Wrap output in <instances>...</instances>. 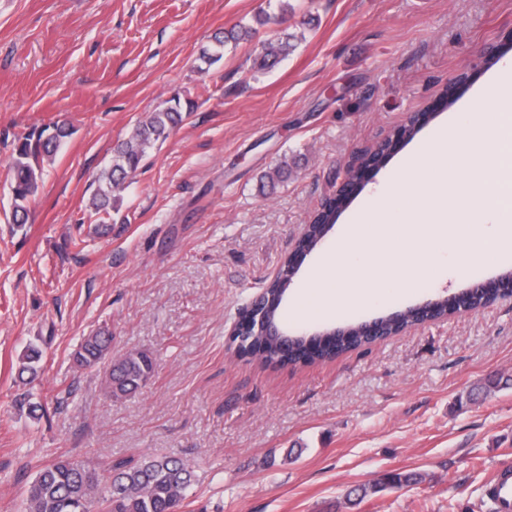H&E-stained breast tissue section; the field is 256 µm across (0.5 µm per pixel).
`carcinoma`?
<instances>
[{"label": "carcinoma", "instance_id": "carcinoma-1", "mask_svg": "<svg viewBox=\"0 0 512 512\" xmlns=\"http://www.w3.org/2000/svg\"><path fill=\"white\" fill-rule=\"evenodd\" d=\"M250 34L249 29L241 34L232 30L223 37H215L216 45L204 48L200 53L202 66L199 71L204 72L221 61L226 41H236ZM291 48L293 45L286 36L264 42L258 58L253 62V69L257 73L267 70L287 56ZM194 107L191 100L175 93L139 122L127 138L117 142L112 149L110 162L96 178L97 186L89 204V211L98 216L99 224L105 227L115 221V216L121 210V192L125 190L127 178L138 170L155 147L170 137ZM72 134L69 124L54 122L15 140L9 164V192L13 207L10 223L19 226L26 223L29 206L36 199L46 166L54 162L55 156ZM350 202L349 196L331 198L304 226L297 239L298 247L309 253L314 251ZM295 276L296 272L288 264V258H283L276 277L266 286L259 305L250 311L243 310L242 314L260 315L276 329L285 331L284 299L287 290L280 287V283ZM504 279L512 280V270L478 288L463 290L467 297L466 311L478 312L496 302L501 297L498 284ZM447 316L446 303H438L430 311L409 307L404 322L383 324L378 336H365L360 332V324L352 323L343 328L342 334L326 340V346L316 353L311 352L307 337L290 335V354L287 356L281 352L278 337L247 336L238 347V355L248 360L256 358L260 363L273 367L310 364L333 359L403 329ZM41 358L42 351L38 346H26L18 377L26 379L28 383L33 382ZM73 360L81 370L105 368L104 393L111 400L135 396L151 380L156 367L155 358L145 350H132L116 360L112 359V333L105 327L93 330L82 338ZM419 480L417 474L387 473L370 486L355 489V501ZM191 485L190 465L171 456L144 457L134 464L119 462L109 470H99L93 465L61 456L44 467L28 486L23 512H180Z\"/></svg>", "mask_w": 512, "mask_h": 512}]
</instances>
